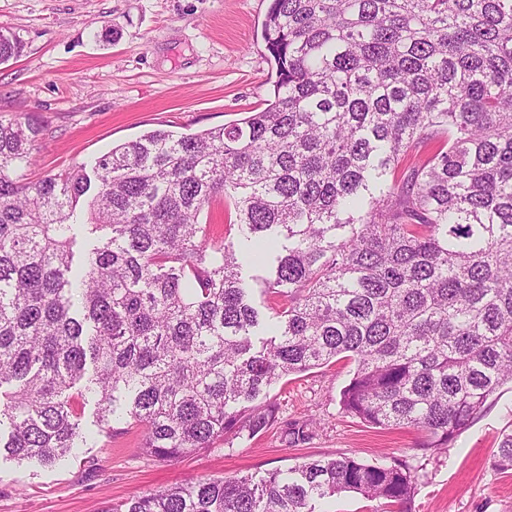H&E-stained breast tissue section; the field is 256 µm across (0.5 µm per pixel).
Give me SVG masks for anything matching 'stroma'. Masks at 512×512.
Masks as SVG:
<instances>
[{"instance_id":"1","label":"stroma","mask_w":512,"mask_h":512,"mask_svg":"<svg viewBox=\"0 0 512 512\" xmlns=\"http://www.w3.org/2000/svg\"><path fill=\"white\" fill-rule=\"evenodd\" d=\"M269 0H0V30L25 43L0 64V117L34 114L44 128L29 177L93 169L113 146L166 129L196 133L238 123L266 106L272 66L262 38ZM351 365L293 374L269 392L277 424L253 440L216 441L173 462L145 453L141 431L108 437L94 398L81 410L96 444L53 466L0 455V512H106L112 503L199 478L263 475L309 457L394 459L416 472L409 512H512V470L493 468L512 429L503 386L448 447L423 451L410 429H378L342 412ZM311 439L289 443L291 422Z\"/></svg>"}]
</instances>
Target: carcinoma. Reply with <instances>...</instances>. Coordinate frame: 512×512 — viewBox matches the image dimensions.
Returning a JSON list of instances; mask_svg holds the SVG:
<instances>
[{"mask_svg": "<svg viewBox=\"0 0 512 512\" xmlns=\"http://www.w3.org/2000/svg\"><path fill=\"white\" fill-rule=\"evenodd\" d=\"M262 38L264 109L113 147L89 199L82 166L26 178L42 127L0 119L11 457L52 465L88 442V395L105 432L139 427L160 459L250 439L277 422L267 389L340 359L347 414L441 449L512 383V0H270ZM23 49L0 32V63ZM225 200L241 240L287 242L263 335L236 244L200 223ZM493 465L512 470V431ZM415 485L402 461L340 456L108 512H318L343 492L402 512Z\"/></svg>", "mask_w": 512, "mask_h": 512, "instance_id": "cac0c4a2", "label": "carcinoma"}]
</instances>
